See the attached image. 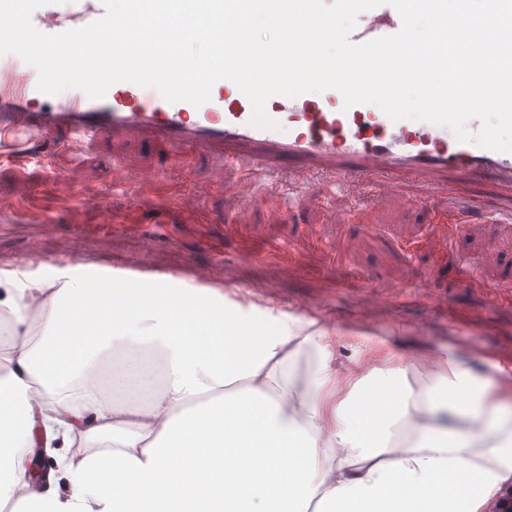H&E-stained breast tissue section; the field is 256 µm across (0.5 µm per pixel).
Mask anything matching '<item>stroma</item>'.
Listing matches in <instances>:
<instances>
[{
    "mask_svg": "<svg viewBox=\"0 0 512 512\" xmlns=\"http://www.w3.org/2000/svg\"><path fill=\"white\" fill-rule=\"evenodd\" d=\"M54 146L0 158V270L30 282L65 275L78 265L130 268L150 262L157 275L191 287L198 271L227 299L288 315V326L316 323L332 336L328 376L356 379L368 371L412 365L439 368L448 352L461 368L490 383L492 400L512 404V222L501 223L502 192L467 173H449L448 193L426 196L417 177L396 180L374 197L357 184L323 202L288 207V178L254 181L257 202L240 210L237 186L252 175L248 159L174 155L149 139L104 136L81 160ZM121 164L127 191L108 174ZM161 178L142 184L144 169ZM224 172L213 183V170ZM102 195L114 217L103 224L58 196L56 178ZM207 199L203 212L188 208ZM472 209L454 225V200ZM448 238L446 257L432 237Z\"/></svg>",
    "mask_w": 512,
    "mask_h": 512,
    "instance_id": "1",
    "label": "stroma"
}]
</instances>
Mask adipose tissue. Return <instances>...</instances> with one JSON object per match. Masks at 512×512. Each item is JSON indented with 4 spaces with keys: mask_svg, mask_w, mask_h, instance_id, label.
Returning a JSON list of instances; mask_svg holds the SVG:
<instances>
[{
    "mask_svg": "<svg viewBox=\"0 0 512 512\" xmlns=\"http://www.w3.org/2000/svg\"><path fill=\"white\" fill-rule=\"evenodd\" d=\"M55 318L37 331L32 303ZM324 330L212 289L0 271V503L10 512H480L512 406L456 364L328 382ZM93 447L30 486L36 446ZM224 474L185 476L212 449ZM67 482L68 495L58 494Z\"/></svg>",
    "mask_w": 512,
    "mask_h": 512,
    "instance_id": "obj_1",
    "label": "adipose tissue"
}]
</instances>
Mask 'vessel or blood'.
Segmentation results:
<instances>
[{"label":"vessel or blood","mask_w":512,"mask_h":512,"mask_svg":"<svg viewBox=\"0 0 512 512\" xmlns=\"http://www.w3.org/2000/svg\"><path fill=\"white\" fill-rule=\"evenodd\" d=\"M104 13L103 0H51L33 13L32 23L41 32L56 34L84 27ZM401 27L396 9L381 5L358 16L350 40L362 44L395 34ZM20 61L14 53L0 55V155L17 152L19 136H27L36 148L62 129L70 133L69 148L79 154L111 133L142 134L176 150H219L228 162L247 156L269 175L288 166L297 181L320 172L366 181L377 197L389 193L396 178L407 175L421 176L428 190L445 188L448 174L458 169L490 179L512 194V152L459 141L445 126L392 120L372 104L348 107L325 92L274 96L266 111L278 127L267 130L251 125L249 100L227 79L217 81L210 101L198 107L169 102L156 89L130 82L113 84L99 99L78 89L51 96L38 90L35 67L16 71ZM56 189L102 223H111L112 214L100 195L75 194L64 181Z\"/></svg>","instance_id":"b4317fda"}]
</instances>
